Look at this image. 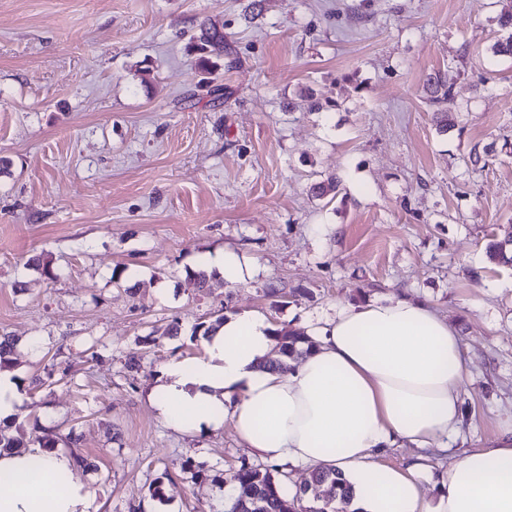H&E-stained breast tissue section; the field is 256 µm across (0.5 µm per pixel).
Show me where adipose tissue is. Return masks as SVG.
I'll return each instance as SVG.
<instances>
[{
	"label": "adipose tissue",
	"mask_w": 512,
	"mask_h": 512,
	"mask_svg": "<svg viewBox=\"0 0 512 512\" xmlns=\"http://www.w3.org/2000/svg\"><path fill=\"white\" fill-rule=\"evenodd\" d=\"M198 266L243 284L252 258L227 250ZM272 325L229 317L203 341L202 356L162 368L149 403L178 430L231 424L241 443L297 468L340 471L362 512H512V437L458 456L435 496L421 489L423 464H378L400 442L441 447L458 432L468 376L459 336L425 300L391 296L339 307L315 327V349L287 372L262 371ZM72 455L36 445L0 451V512H92L93 496Z\"/></svg>",
	"instance_id": "adipose-tissue-1"
}]
</instances>
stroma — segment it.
Instances as JSON below:
<instances>
[{"label":"stroma","instance_id":"1","mask_svg":"<svg viewBox=\"0 0 512 512\" xmlns=\"http://www.w3.org/2000/svg\"><path fill=\"white\" fill-rule=\"evenodd\" d=\"M249 2L0 0V331L25 395L12 427L81 433L95 512H227L240 467H265L231 426L177 430L148 403L221 313L307 331L340 306L429 300L469 374L459 436L423 453L428 494L512 429V266L486 256L512 236V58L492 51L512 0H262L254 20ZM204 24L224 32L209 75L192 47ZM450 66L462 111L444 132L424 78ZM331 175L337 196L315 197ZM224 249L257 273L194 288L197 259ZM41 254L54 278L26 268Z\"/></svg>","mask_w":512,"mask_h":512}]
</instances>
